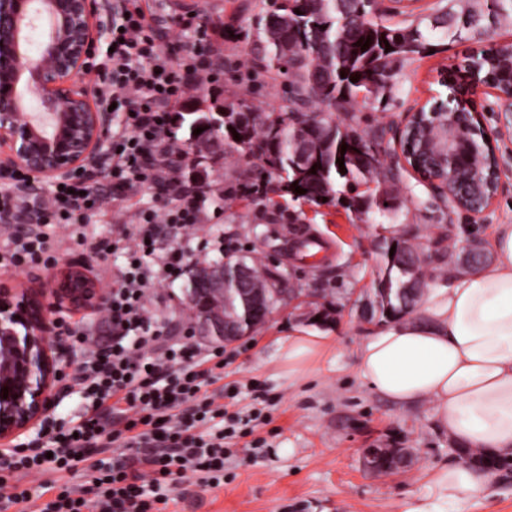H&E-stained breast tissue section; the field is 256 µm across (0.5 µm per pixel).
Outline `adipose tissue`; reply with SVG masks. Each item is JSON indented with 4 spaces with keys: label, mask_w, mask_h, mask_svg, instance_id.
Returning <instances> with one entry per match:
<instances>
[{
    "label": "adipose tissue",
    "mask_w": 512,
    "mask_h": 512,
    "mask_svg": "<svg viewBox=\"0 0 512 512\" xmlns=\"http://www.w3.org/2000/svg\"><path fill=\"white\" fill-rule=\"evenodd\" d=\"M495 258L426 289L420 317L394 320L360 345L357 369L376 393L400 405L430 402L439 428L462 450L512 458V225H501ZM328 339L295 332L281 340L289 374L308 365ZM492 474L452 459L429 474V493L398 512H448L485 498Z\"/></svg>",
    "instance_id": "1"
}]
</instances>
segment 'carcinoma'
<instances>
[{"label": "carcinoma", "mask_w": 512, "mask_h": 512, "mask_svg": "<svg viewBox=\"0 0 512 512\" xmlns=\"http://www.w3.org/2000/svg\"><path fill=\"white\" fill-rule=\"evenodd\" d=\"M261 7L250 29L242 34L248 71L256 78L268 77L284 87L274 112H266L245 101L213 99L203 108L177 112L174 127L188 130L187 144L199 138L215 141L216 158L252 157L260 161L259 176L265 190H283L317 205L336 199V186L353 191L375 184L370 194L350 197L347 209L370 214L393 210V192L400 183V163L369 166L365 154L381 150L389 128L377 125L359 129L357 112L369 104L387 107L395 97L394 78L404 63L426 53L436 32L452 42L474 40L495 28L512 25V0H437L430 13L409 24H391L382 19L376 0H260ZM301 14H296V11ZM370 41L363 50L358 42ZM392 50L385 51V45ZM495 47L471 55L457 70L465 73L477 66L483 82L494 87L512 77L501 75L507 64L498 60ZM440 112H474L470 99L453 98ZM343 117L336 116V113ZM314 128L299 139L297 129ZM203 128L198 135L197 128ZM240 139H234V134ZM347 145L346 153L341 146ZM309 152L308 163L299 166V149ZM344 157V168L337 158ZM488 148L480 140L460 146L463 166L482 168ZM306 190L300 195L295 186ZM396 243L384 242L383 263L376 272L373 314L382 321L393 319L411 303V275L398 256L390 255ZM229 269L242 263L251 272L250 288L266 296L268 307L280 303L278 284L285 274L271 269L265 257L228 252ZM228 316H236L242 330L250 328L241 294L230 286L226 296Z\"/></svg>", "instance_id": "1"}]
</instances>
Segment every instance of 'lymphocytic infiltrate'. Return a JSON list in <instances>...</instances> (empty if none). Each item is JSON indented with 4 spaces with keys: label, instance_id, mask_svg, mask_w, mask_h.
<instances>
[{
    "label": "lymphocytic infiltrate",
    "instance_id": "obj_1",
    "mask_svg": "<svg viewBox=\"0 0 512 512\" xmlns=\"http://www.w3.org/2000/svg\"><path fill=\"white\" fill-rule=\"evenodd\" d=\"M152 23L142 0H121L100 67L111 81L97 92L123 113L105 161L111 192L89 174L40 198L30 193L27 173L12 172L0 188V223L27 217L36 226L7 236L1 266L17 269L51 250L56 239L47 224L73 229L122 201L168 138L174 106L200 79L212 78L209 55L192 50L172 58ZM197 211L196 195L183 192L176 205L139 212L135 235L113 241L127 262L112 281V346L93 347L87 330H75L84 411L75 422L46 419L35 438L0 451V512H166L184 479L201 487L223 482L226 442L247 435L251 424L228 411L216 387L224 353L204 354L186 342L157 352L161 329L146 315L150 286L178 276L185 259L179 249L157 253V227H192ZM153 253L158 262L146 266L144 256Z\"/></svg>",
    "mask_w": 512,
    "mask_h": 512
}]
</instances>
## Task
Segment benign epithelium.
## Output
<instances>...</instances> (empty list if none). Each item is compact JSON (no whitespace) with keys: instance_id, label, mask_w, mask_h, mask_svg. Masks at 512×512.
<instances>
[{"instance_id":"1","label":"benign epithelium","mask_w":512,"mask_h":512,"mask_svg":"<svg viewBox=\"0 0 512 512\" xmlns=\"http://www.w3.org/2000/svg\"><path fill=\"white\" fill-rule=\"evenodd\" d=\"M103 20L94 0H0V171L22 170L36 186L80 175L104 157L112 133V112L92 104V91L84 84ZM42 29L38 57L29 54L30 33ZM419 110L408 112L395 127V148L401 160L420 180L450 201L461 182L480 194L488 192L492 204L499 186V163L489 149L491 169L464 168L451 156L450 146L464 131L491 144L481 114L478 125L463 113L448 114L445 144L418 139ZM490 260L484 242L472 239L460 246L458 271L469 272ZM430 257L410 266L411 283L422 291L431 279ZM193 288L184 305L190 320L205 325L211 340L232 343L240 338L239 323L224 315L228 266L198 262L193 265ZM51 293L57 305L70 310L103 311L109 304L107 289L92 279L79 262L67 265L57 281L48 280L36 296L13 288L0 289V445L40 429L55 406L62 383L61 321L46 315L43 295ZM252 323L260 327L270 314L263 299L254 295L248 304ZM8 397H3V393ZM413 458L410 448L362 449L361 465L378 472L383 459L391 471Z\"/></svg>"}]
</instances>
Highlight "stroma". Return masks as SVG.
Listing matches in <instances>:
<instances>
[{
    "label": "stroma",
    "instance_id": "obj_1",
    "mask_svg": "<svg viewBox=\"0 0 512 512\" xmlns=\"http://www.w3.org/2000/svg\"><path fill=\"white\" fill-rule=\"evenodd\" d=\"M258 2L147 0L165 49L178 57L191 48H205L224 67L216 80L178 103V110L213 97L241 98L267 111L278 105L279 86L268 83L256 89L240 75L246 57L239 34L252 24ZM182 3L196 12L185 26L174 20ZM432 43L428 54L405 63L388 110H363L364 121L396 123L426 100L447 99L450 74L478 44L437 36ZM476 101L484 108L502 168L497 197L478 221L462 212L448 218L433 191L409 170L399 185L397 214L377 213L361 221L340 204L317 206L287 198L276 206L261 197L237 194L235 175L242 162H206L215 193L200 203L193 235H179L161 225L159 248H180L190 263L218 258L230 249L257 251L286 272L287 293L268 323L224 348V388L255 386L254 393L240 396L238 409L249 411L258 399L264 403L267 420L255 431L263 448L255 452L236 445L223 484L174 492L168 512H397L403 499L426 494L428 473L452 455L448 435L435 426L430 403L400 406L363 383L355 352L374 325L361 317L360 306L370 296L384 239L404 236L425 249L440 236L451 259L467 236L489 245L498 225L512 224V111H502L495 91L487 87L478 90ZM195 180V173L186 172L178 183L164 187L152 176L135 184L124 202L93 217L81 235L65 238L52 258L0 270V286H15L31 273L48 280L71 261L83 263L92 278L111 286L126 255L120 250L101 253L99 245L132 235L138 212L175 202L181 189ZM309 237L323 245L314 267L300 261L301 244ZM187 281L183 273L149 290V307L162 327V341L188 338L201 350L216 348V341L201 336L185 313ZM322 305L334 312L333 321L324 326L333 340L301 373L289 374L279 341L289 332L311 327L306 312ZM371 445L410 448L415 458L399 473L371 474L360 462L361 449Z\"/></svg>",
    "mask_w": 512,
    "mask_h": 512
}]
</instances>
